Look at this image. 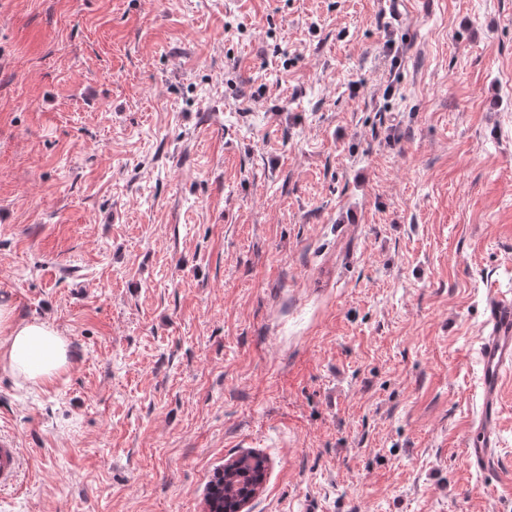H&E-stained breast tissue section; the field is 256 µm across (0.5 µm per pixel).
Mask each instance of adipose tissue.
Returning <instances> with one entry per match:
<instances>
[{"instance_id": "ef3b65f1", "label": "adipose tissue", "mask_w": 512, "mask_h": 512, "mask_svg": "<svg viewBox=\"0 0 512 512\" xmlns=\"http://www.w3.org/2000/svg\"><path fill=\"white\" fill-rule=\"evenodd\" d=\"M68 348L67 336L54 324L19 318L14 306L0 302V370L43 385L67 369Z\"/></svg>"}]
</instances>
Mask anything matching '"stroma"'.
Listing matches in <instances>:
<instances>
[{"label":"stroma","mask_w":512,"mask_h":512,"mask_svg":"<svg viewBox=\"0 0 512 512\" xmlns=\"http://www.w3.org/2000/svg\"><path fill=\"white\" fill-rule=\"evenodd\" d=\"M0 0V299L69 338L0 372V512H512V0ZM487 330L479 336L483 363V400L464 432V452L471 466L487 467L498 448V406L503 373L512 367V302L489 298ZM21 469V457L16 440L10 435H0V488L15 485Z\"/></svg>","instance_id":"1"}]
</instances>
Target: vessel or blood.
<instances>
[{
	"instance_id": "obj_1",
	"label": "vessel or blood",
	"mask_w": 512,
	"mask_h": 512,
	"mask_svg": "<svg viewBox=\"0 0 512 512\" xmlns=\"http://www.w3.org/2000/svg\"><path fill=\"white\" fill-rule=\"evenodd\" d=\"M486 330L479 338L483 363V400L464 432V452L471 466L487 467L498 446V406L503 373L512 368V302L491 296ZM21 469L16 440L0 435V488L15 485Z\"/></svg>"
}]
</instances>
